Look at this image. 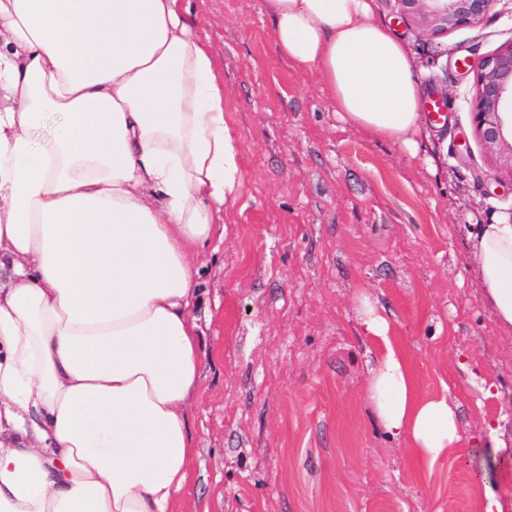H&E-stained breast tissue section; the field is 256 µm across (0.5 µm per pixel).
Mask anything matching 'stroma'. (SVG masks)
Listing matches in <instances>:
<instances>
[{
  "label": "stroma",
  "instance_id": "1",
  "mask_svg": "<svg viewBox=\"0 0 512 512\" xmlns=\"http://www.w3.org/2000/svg\"><path fill=\"white\" fill-rule=\"evenodd\" d=\"M224 82L241 187L196 261V456L173 512H480L471 456L423 466L367 399L381 342L370 303L424 397L448 396L464 437L512 439V331L484 299L468 236L512 218L473 133L477 63L512 41V0L482 25L421 40L395 0L376 16L405 46L421 97L417 149L338 112L318 74L279 54L261 0H181Z\"/></svg>",
  "mask_w": 512,
  "mask_h": 512
}]
</instances>
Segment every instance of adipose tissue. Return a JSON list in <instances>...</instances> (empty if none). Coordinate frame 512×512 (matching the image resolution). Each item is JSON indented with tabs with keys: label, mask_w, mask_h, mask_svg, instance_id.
Instances as JSON below:
<instances>
[{
	"label": "adipose tissue",
	"mask_w": 512,
	"mask_h": 512,
	"mask_svg": "<svg viewBox=\"0 0 512 512\" xmlns=\"http://www.w3.org/2000/svg\"><path fill=\"white\" fill-rule=\"evenodd\" d=\"M374 0H262L280 54L370 135L414 146L420 95ZM49 140L31 133L48 113ZM224 82L181 0H0V512H172L195 448L196 255L240 187ZM512 329V224L470 238ZM367 398L418 463L460 448L512 475L498 434L465 439L386 342Z\"/></svg>",
	"instance_id": "1"
}]
</instances>
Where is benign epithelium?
Returning <instances> with one entry per match:
<instances>
[{"instance_id":"obj_1","label":"benign epithelium","mask_w":512,"mask_h":512,"mask_svg":"<svg viewBox=\"0 0 512 512\" xmlns=\"http://www.w3.org/2000/svg\"><path fill=\"white\" fill-rule=\"evenodd\" d=\"M402 18L420 36L434 40L460 27H477L493 0H397ZM471 102L476 138L495 176L512 183V41L476 64Z\"/></svg>"}]
</instances>
